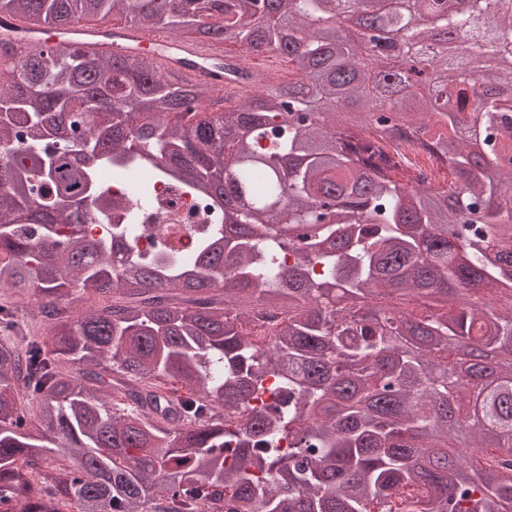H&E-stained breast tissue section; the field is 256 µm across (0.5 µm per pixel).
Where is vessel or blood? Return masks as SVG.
Returning a JSON list of instances; mask_svg holds the SVG:
<instances>
[{
    "label": "vessel or blood",
    "instance_id": "b4317fda",
    "mask_svg": "<svg viewBox=\"0 0 512 512\" xmlns=\"http://www.w3.org/2000/svg\"><path fill=\"white\" fill-rule=\"evenodd\" d=\"M68 43L88 46L112 55L147 54L157 71L178 69L193 81L214 85L222 92L248 93L250 83L229 78L216 64L217 52L205 42L188 44L160 31L131 27L79 23L67 32ZM56 34L42 35L24 20L7 18L0 21V41L24 51L36 43L51 44L63 39Z\"/></svg>",
    "mask_w": 512,
    "mask_h": 512
}]
</instances>
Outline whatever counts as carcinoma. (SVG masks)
<instances>
[{
    "instance_id": "carcinoma-1",
    "label": "carcinoma",
    "mask_w": 512,
    "mask_h": 512,
    "mask_svg": "<svg viewBox=\"0 0 512 512\" xmlns=\"http://www.w3.org/2000/svg\"><path fill=\"white\" fill-rule=\"evenodd\" d=\"M336 15L428 19L407 54L433 93L324 28ZM1 16L186 30L277 52L289 78L226 106L139 54L44 44L0 70V296H38L51 332L15 345L0 303V512H512V0H0ZM411 136L453 181L414 172ZM143 166L130 198L79 209L100 169ZM153 180L224 223L137 251ZM111 210L112 234L75 229ZM406 295L424 309L389 302Z\"/></svg>"
}]
</instances>
